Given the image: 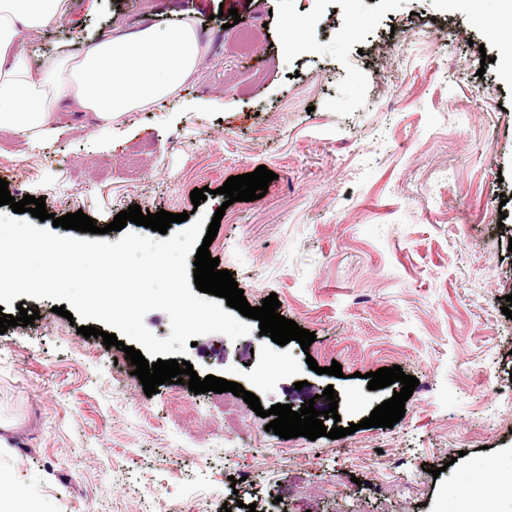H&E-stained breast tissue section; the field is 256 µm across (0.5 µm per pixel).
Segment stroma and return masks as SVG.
Instances as JSON below:
<instances>
[{
  "label": "stroma",
  "instance_id": "obj_1",
  "mask_svg": "<svg viewBox=\"0 0 512 512\" xmlns=\"http://www.w3.org/2000/svg\"><path fill=\"white\" fill-rule=\"evenodd\" d=\"M240 21L231 24L228 9ZM192 17L205 56L165 102L98 130L32 146L0 132L15 199L44 197L105 228L137 204L225 214L209 251L250 306L316 336L309 350L251 332L197 337L199 377L241 384L263 407H328L349 427L394 394L367 373L401 366L419 384L393 427L283 439L239 408L226 456L224 396L163 384L145 395L123 351L85 338L50 299L19 296L39 319L0 334V477L40 512H512V75L497 0H69L31 33L32 63L75 55L119 31ZM256 31L241 50V29ZM266 166L264 197L225 205L218 187ZM342 366V377L316 374ZM440 468L439 476L428 466ZM392 469L390 490L376 473Z\"/></svg>",
  "mask_w": 512,
  "mask_h": 512
}]
</instances>
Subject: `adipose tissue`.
Here are the masks:
<instances>
[{
    "instance_id": "adipose-tissue-1",
    "label": "adipose tissue",
    "mask_w": 512,
    "mask_h": 512,
    "mask_svg": "<svg viewBox=\"0 0 512 512\" xmlns=\"http://www.w3.org/2000/svg\"><path fill=\"white\" fill-rule=\"evenodd\" d=\"M68 0H0V131L37 140L55 132L58 112L73 103L100 129L176 92L196 71L202 49L192 22L113 36L79 57L32 67L29 32L61 17Z\"/></svg>"
}]
</instances>
